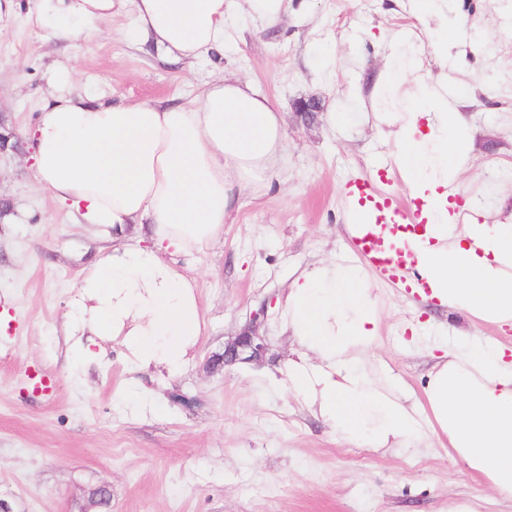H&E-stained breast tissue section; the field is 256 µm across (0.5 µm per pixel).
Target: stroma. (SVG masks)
Wrapping results in <instances>:
<instances>
[{
	"mask_svg": "<svg viewBox=\"0 0 512 512\" xmlns=\"http://www.w3.org/2000/svg\"><path fill=\"white\" fill-rule=\"evenodd\" d=\"M17 2L0 19V125L18 142L0 153V198L13 217L0 221V309L10 314L0 321V501L11 512H79L87 492L104 486L112 512H449L458 504L512 512L511 499L431 433L368 448L343 439L281 384L304 351L285 330L290 284L314 265L353 262L346 184L377 181L386 167L388 192L411 200L393 170L394 142L381 135L391 115L379 81L396 60L411 56L447 81L466 118L459 202L485 224L512 212V0H444L425 26L411 0H293L280 29L234 19L223 53L190 66L126 40L131 13L114 16L88 45L46 38L29 20L27 0ZM426 29L447 34L446 59L417 53ZM62 64L82 93L164 104L233 71L289 114L286 189L241 197L212 248L177 258L199 283L202 319L178 375L140 371L118 337L100 339L103 358L74 360L88 339L68 333L67 314L88 267L112 242L76 223L31 173L28 130ZM311 95L321 111L307 126L292 110ZM330 112L349 119L330 125ZM367 282L377 331L356 356L405 405L426 402L436 336L494 340L512 362V328L405 297L372 276ZM265 301V359L211 368ZM28 375L49 379L50 390L25 384ZM175 394L195 402L175 405Z\"/></svg>",
	"mask_w": 512,
	"mask_h": 512,
	"instance_id": "35a3bbf8",
	"label": "stroma"
}]
</instances>
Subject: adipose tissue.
<instances>
[{"mask_svg":"<svg viewBox=\"0 0 512 512\" xmlns=\"http://www.w3.org/2000/svg\"><path fill=\"white\" fill-rule=\"evenodd\" d=\"M291 0H36L30 16L53 38L91 41L113 15L132 12L136 33L194 62L220 50L242 15L271 28ZM396 110L393 161L432 222L418 266L441 304L481 320L512 323V219L456 226L448 186L467 161L459 111L431 75L411 74ZM32 130L34 174L52 197L103 236L148 230L151 246L117 247L82 278L68 319L92 336H118L144 370L176 373L201 330L195 278L172 257L205 252L239 197L281 177L284 112L253 81L222 76L175 106L89 102L56 72ZM288 318L308 350L288 365V390L318 404L343 438L374 448L429 427L497 493L512 498V364L504 348L461 336L425 390L428 424L392 390L368 378L354 355L376 333L375 301L359 267L330 263L296 279ZM318 365H311L310 357Z\"/></svg>","mask_w":512,"mask_h":512,"instance_id":"adipose-tissue-1","label":"adipose tissue"}]
</instances>
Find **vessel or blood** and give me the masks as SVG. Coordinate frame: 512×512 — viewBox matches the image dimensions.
Instances as JSON below:
<instances>
[{
  "mask_svg": "<svg viewBox=\"0 0 512 512\" xmlns=\"http://www.w3.org/2000/svg\"><path fill=\"white\" fill-rule=\"evenodd\" d=\"M346 197L357 219L350 226L348 251L382 282L405 295L427 292L416 267V245L428 233L429 218L420 205L406 207L368 182L348 187Z\"/></svg>",
  "mask_w": 512,
  "mask_h": 512,
  "instance_id": "1",
  "label": "vessel or blood"
}]
</instances>
